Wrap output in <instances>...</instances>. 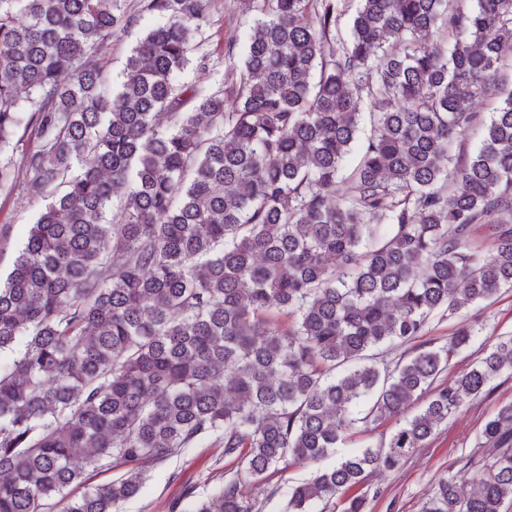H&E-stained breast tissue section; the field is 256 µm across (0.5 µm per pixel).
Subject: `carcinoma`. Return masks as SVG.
<instances>
[{"mask_svg": "<svg viewBox=\"0 0 512 512\" xmlns=\"http://www.w3.org/2000/svg\"><path fill=\"white\" fill-rule=\"evenodd\" d=\"M254 2L212 91L181 82L208 65L211 0H143L163 22L114 90L104 42L140 18L123 0H0V191L43 201L0 280V512H118L207 438L237 469L184 512H256L248 488L297 465L286 512H365L372 476L512 372L498 336L437 383L466 323L414 346L512 288V0H359L347 25L345 0ZM476 447L421 512L512 504V402ZM106 462L126 469L72 494Z\"/></svg>", "mask_w": 512, "mask_h": 512, "instance_id": "obj_1", "label": "carcinoma"}]
</instances>
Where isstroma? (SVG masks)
<instances>
[{
  "instance_id": "obj_1",
  "label": "stroma",
  "mask_w": 512,
  "mask_h": 512,
  "mask_svg": "<svg viewBox=\"0 0 512 512\" xmlns=\"http://www.w3.org/2000/svg\"><path fill=\"white\" fill-rule=\"evenodd\" d=\"M256 17L253 0H213L212 24L198 38V54L207 55L206 70H187L185 82L215 89L224 83V54L230 42L241 39ZM159 16L144 14L139 26L108 39L104 50L112 78H120L126 59L145 28L158 24ZM39 205L17 188L0 193V275L12 268L18 247L24 242ZM469 324L476 338L452 361L451 373L465 371L480 358L492 336L512 335V289L490 301L467 308L460 315L434 318L424 343L441 346L460 324ZM512 401V373L503 374L480 396L465 401L460 410L443 424L431 443L417 449L401 468L380 480L381 493L370 499L366 512H420L438 480L456 471L464 457L474 453L476 437L484 422L497 408ZM224 458L215 440L207 439L183 455L151 470L140 493L122 503L120 512H166L168 504H185V487L193 485L197 495L210 493L222 484L225 471L234 468ZM308 467L293 466L270 475L252 492L259 512H285L288 487L305 479Z\"/></svg>"
}]
</instances>
